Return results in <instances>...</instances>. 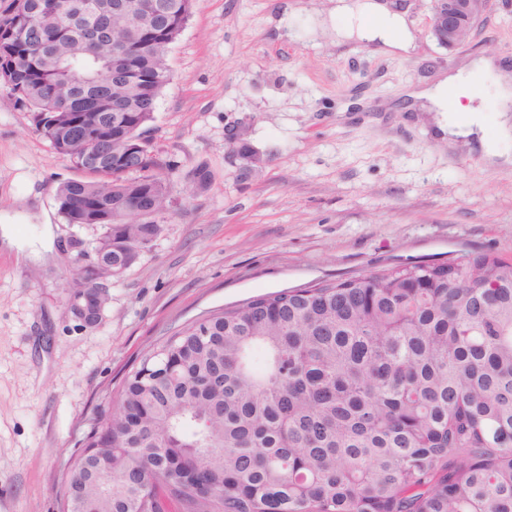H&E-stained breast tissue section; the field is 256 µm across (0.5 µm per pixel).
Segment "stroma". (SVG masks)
Listing matches in <instances>:
<instances>
[{
    "label": "stroma",
    "mask_w": 512,
    "mask_h": 512,
    "mask_svg": "<svg viewBox=\"0 0 512 512\" xmlns=\"http://www.w3.org/2000/svg\"><path fill=\"white\" fill-rule=\"evenodd\" d=\"M412 3L417 48L386 55L337 46L345 21L329 0H197L148 137L172 179L204 160L215 182L176 199L162 233L107 279L93 326L68 310L69 244L93 257L104 228L64 223L56 189L77 173L0 91V216L29 212L15 226L24 243L50 221L58 251L35 272L0 249V512H60L80 440L123 376L185 321L384 268L512 257V142L494 159L448 145L406 96L480 55L508 62L512 82V0H490L447 50L430 34V0ZM233 123L257 166L230 154Z\"/></svg>",
    "instance_id": "stroma-1"
}]
</instances>
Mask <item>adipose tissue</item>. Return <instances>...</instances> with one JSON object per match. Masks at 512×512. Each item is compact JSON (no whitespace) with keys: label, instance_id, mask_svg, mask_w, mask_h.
<instances>
[{"label":"adipose tissue","instance_id":"ef3b65f1","mask_svg":"<svg viewBox=\"0 0 512 512\" xmlns=\"http://www.w3.org/2000/svg\"><path fill=\"white\" fill-rule=\"evenodd\" d=\"M336 16L345 18L347 27L343 39H359L375 44L378 51L393 54L409 51L414 37L408 23V9L390 0H336ZM497 61L479 56L472 58L464 68L439 79L434 85L410 91L409 96L434 115L435 132L447 137L449 144L478 143L484 154L495 158L500 154L499 144L512 138V125L500 122L497 138L483 133V117L479 110H471L467 120H457L461 100L470 93L473 84L493 85L501 113L512 110V87L497 80Z\"/></svg>","mask_w":512,"mask_h":512}]
</instances>
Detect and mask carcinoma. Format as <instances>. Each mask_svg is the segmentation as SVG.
Here are the masks:
<instances>
[{
    "label": "carcinoma",
    "mask_w": 512,
    "mask_h": 512,
    "mask_svg": "<svg viewBox=\"0 0 512 512\" xmlns=\"http://www.w3.org/2000/svg\"><path fill=\"white\" fill-rule=\"evenodd\" d=\"M194 6L0 0V89L81 173L59 184L58 213L102 225L118 269L162 232L173 164L146 142L125 170L110 131L152 121ZM180 182L192 199L214 173L200 161ZM138 198L157 212L134 211ZM453 263L455 286L446 263L394 267L182 324L95 419L62 512H512V265L487 253ZM411 279L434 288L411 293ZM157 353L180 365L153 380Z\"/></svg>",
    "instance_id": "1"
}]
</instances>
